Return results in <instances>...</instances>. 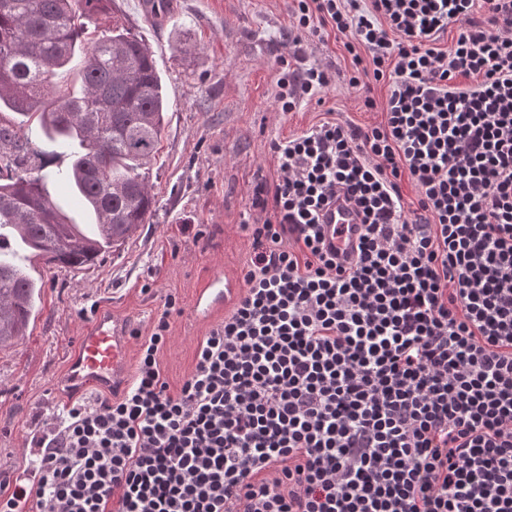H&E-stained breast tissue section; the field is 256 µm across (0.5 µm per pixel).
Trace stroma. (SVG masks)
<instances>
[{
	"label": "stroma",
	"instance_id": "obj_1",
	"mask_svg": "<svg viewBox=\"0 0 512 512\" xmlns=\"http://www.w3.org/2000/svg\"><path fill=\"white\" fill-rule=\"evenodd\" d=\"M294 6V0H112L95 16L99 30L119 25L145 39L163 80L168 107L149 173L157 210L91 267L53 272L31 263L45 282L38 310L27 335L0 350V476L33 469L37 457L24 445L59 420L71 399L65 364L99 306L146 336L165 296L175 295L183 313L172 321L162 366L174 386L191 372L197 342L224 314L195 320L188 309L210 278L239 283L249 260L241 226L258 216L251 186L260 176L272 184L279 177L272 141L329 117L362 127L382 121L381 109L366 110L361 93L349 87L352 62L341 43L297 36ZM295 36L303 65L328 66L335 80L320 99L279 112L276 59ZM196 224L203 238H195Z\"/></svg>",
	"mask_w": 512,
	"mask_h": 512
}]
</instances>
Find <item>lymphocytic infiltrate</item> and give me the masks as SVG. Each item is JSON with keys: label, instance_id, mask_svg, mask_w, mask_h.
<instances>
[{"label": "lymphocytic infiltrate", "instance_id": "obj_1", "mask_svg": "<svg viewBox=\"0 0 512 512\" xmlns=\"http://www.w3.org/2000/svg\"><path fill=\"white\" fill-rule=\"evenodd\" d=\"M292 25L342 43L351 88L387 85L383 121L271 142L242 293L193 370L161 365L170 294L126 388L69 401L0 512H512V0H296ZM276 63L277 111L333 82ZM321 220L323 224L328 225V242L336 248V251L339 254L350 252L351 245L357 238L355 224H358V219L356 215L340 201L324 210ZM334 227L344 230V232L333 234Z\"/></svg>", "mask_w": 512, "mask_h": 512}]
</instances>
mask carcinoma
<instances>
[{
  "label": "carcinoma",
  "mask_w": 512,
  "mask_h": 512,
  "mask_svg": "<svg viewBox=\"0 0 512 512\" xmlns=\"http://www.w3.org/2000/svg\"><path fill=\"white\" fill-rule=\"evenodd\" d=\"M108 0H0V108L35 122L68 157L32 165L24 123L0 121V347L26 335L43 280L30 257L59 271L92 266L148 223L147 170L163 133L165 97L150 45L120 28L90 30ZM68 186L98 232L83 235L48 192Z\"/></svg>",
  "instance_id": "carcinoma-1"
}]
</instances>
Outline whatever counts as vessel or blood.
I'll return each mask as SVG.
<instances>
[{
    "mask_svg": "<svg viewBox=\"0 0 512 512\" xmlns=\"http://www.w3.org/2000/svg\"><path fill=\"white\" fill-rule=\"evenodd\" d=\"M322 221L331 227L329 243L345 254L357 238L356 215L344 204L336 203L324 210ZM232 289L216 277L200 288L190 314L196 319L210 317L226 304ZM130 336L127 329L107 312L98 313L94 322L79 336L76 351L67 366V383L78 390L94 386L103 390L124 382L128 367Z\"/></svg>",
    "mask_w": 512,
    "mask_h": 512,
    "instance_id": "obj_1",
    "label": "vessel or blood"
}]
</instances>
